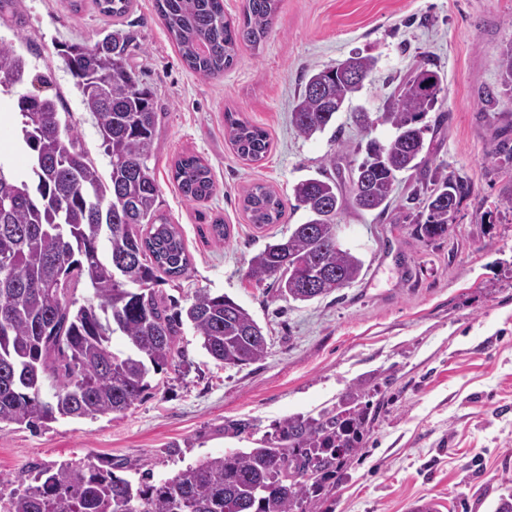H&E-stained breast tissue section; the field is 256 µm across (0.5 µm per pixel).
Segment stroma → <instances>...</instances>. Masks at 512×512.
Returning a JSON list of instances; mask_svg holds the SVG:
<instances>
[{"mask_svg":"<svg viewBox=\"0 0 512 512\" xmlns=\"http://www.w3.org/2000/svg\"><path fill=\"white\" fill-rule=\"evenodd\" d=\"M115 28L131 36L128 65L154 93L149 165L159 209L178 225L190 259L186 275L157 289L183 307L202 289L232 297L262 327L268 352L227 367L184 326L179 357L151 374L150 390L124 413L1 430L0 495L33 484L42 469L87 460L112 462L115 476L135 484L146 472L159 481L199 458L259 447L288 418L343 408L354 395L368 408V430L360 450L324 480L316 512H413L425 502L435 512H492L512 478V211L498 205L512 192L498 155L501 137H512V91L499 73L512 43V0H281L263 47L241 48L214 78L186 67L155 0H132L116 23L92 0L77 12L70 0H8L0 37L29 62L18 92L58 95L104 175L109 160L58 47L91 44ZM355 51L378 64L336 118L343 140H386L389 127L364 132L353 110L382 111L398 82L432 61L443 91L425 118L426 163L468 178L473 193L448 234L427 241L405 207L415 177L400 173L384 216L349 208L338 217L342 243L364 262L361 277L309 302L288 301L248 279V262L306 213L290 209L281 223L259 227L243 198L256 183L291 198L294 184L333 153L329 134H297L292 104L304 74ZM37 74L49 83H35ZM228 112L268 133L266 158L235 154ZM186 154L212 169L207 201L187 200L171 178ZM216 219L229 232L221 242L205 235Z\"/></svg>","mask_w":512,"mask_h":512,"instance_id":"35a3bbf8","label":"stroma"}]
</instances>
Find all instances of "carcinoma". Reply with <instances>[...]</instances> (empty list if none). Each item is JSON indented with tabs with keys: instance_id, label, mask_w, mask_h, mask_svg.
<instances>
[{
	"instance_id": "1",
	"label": "carcinoma",
	"mask_w": 512,
	"mask_h": 512,
	"mask_svg": "<svg viewBox=\"0 0 512 512\" xmlns=\"http://www.w3.org/2000/svg\"><path fill=\"white\" fill-rule=\"evenodd\" d=\"M99 11L124 17L131 0H95ZM279 0H245L242 20L224 14V0H156V10L186 66L216 77L230 69L239 45L260 48L273 26ZM130 36L115 30L92 45L69 44L66 67L86 111L94 116L101 148L109 158L103 177L58 97L21 94L17 138L28 150L27 171L0 162V430L37 428L58 418L96 419L123 413L143 398L151 372L174 362L176 338L189 323L201 346L226 366L262 359L267 342L250 312L229 296L199 291L187 308L167 304L155 291L161 275L178 278L189 266L185 242L158 214L159 187L148 162L153 154L157 112L152 90L127 67ZM350 68L363 78L378 58L354 52ZM502 84L512 90V42L499 58ZM28 71L13 42L0 37V85L11 88ZM443 91L439 73L416 68L375 117L354 114L364 129L387 124L393 136L352 148L341 142L336 156L365 152L350 169L349 183L328 171L300 180L295 208L307 220L254 254L247 276L272 281L284 299L306 302L348 285L364 262L349 248L336 247L337 218L347 207L386 213L397 175L417 173L407 200L422 205L426 219L417 234L426 240L448 233V205L473 194L465 177L425 168L421 121ZM346 71L334 66L307 78L294 101L291 122L311 138L329 129L352 94ZM237 156L257 162L270 150L267 132L224 115ZM173 181L190 201L215 190L211 169L199 156L179 157ZM251 223L277 224L285 203L263 184L243 198ZM321 268L334 276L313 292L294 276L296 266ZM88 295L78 303L74 290ZM124 340L116 349L113 338ZM367 409L354 405L324 410L318 417H293L277 437L249 451H228L186 466L157 484L135 487L112 473V463H65L44 469L29 485L0 504V512H312L325 476L338 472L360 450Z\"/></svg>"
}]
</instances>
